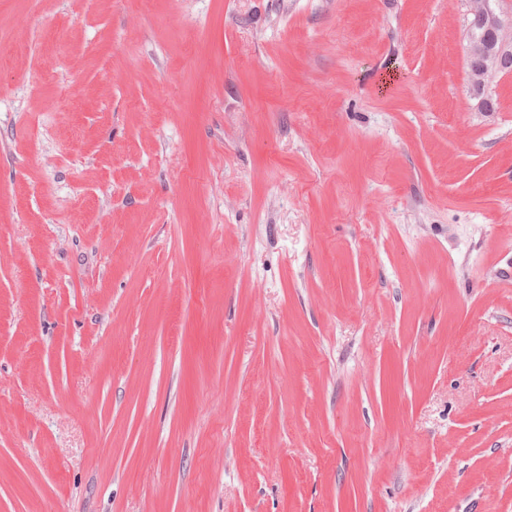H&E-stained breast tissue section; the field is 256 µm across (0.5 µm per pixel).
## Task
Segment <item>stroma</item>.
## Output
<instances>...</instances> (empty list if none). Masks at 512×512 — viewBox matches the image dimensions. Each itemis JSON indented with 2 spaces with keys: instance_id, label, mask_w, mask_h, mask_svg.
Returning <instances> with one entry per match:
<instances>
[{
  "instance_id": "obj_1",
  "label": "stroma",
  "mask_w": 512,
  "mask_h": 512,
  "mask_svg": "<svg viewBox=\"0 0 512 512\" xmlns=\"http://www.w3.org/2000/svg\"><path fill=\"white\" fill-rule=\"evenodd\" d=\"M466 14L0 0V512H512Z\"/></svg>"
}]
</instances>
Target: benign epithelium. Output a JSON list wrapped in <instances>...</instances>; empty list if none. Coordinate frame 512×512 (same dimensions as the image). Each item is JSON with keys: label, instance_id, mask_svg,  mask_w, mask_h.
Listing matches in <instances>:
<instances>
[{"label": "benign epithelium", "instance_id": "7a95c632", "mask_svg": "<svg viewBox=\"0 0 512 512\" xmlns=\"http://www.w3.org/2000/svg\"><path fill=\"white\" fill-rule=\"evenodd\" d=\"M469 96L481 112L496 111L491 83L512 75V0H466Z\"/></svg>", "mask_w": 512, "mask_h": 512}]
</instances>
